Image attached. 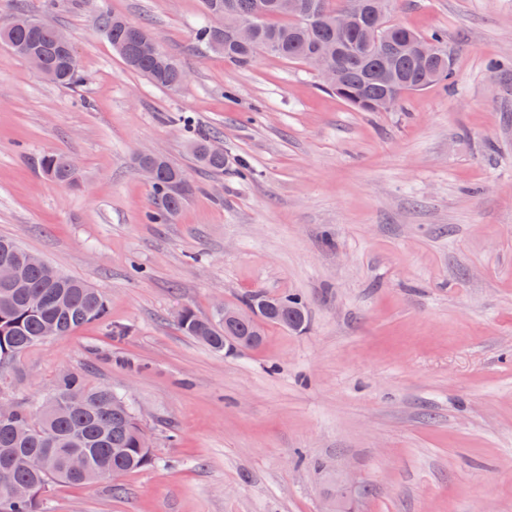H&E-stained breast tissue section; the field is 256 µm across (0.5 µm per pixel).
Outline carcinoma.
I'll use <instances>...</instances> for the list:
<instances>
[{"instance_id":"obj_1","label":"carcinoma","mask_w":512,"mask_h":512,"mask_svg":"<svg viewBox=\"0 0 512 512\" xmlns=\"http://www.w3.org/2000/svg\"><path fill=\"white\" fill-rule=\"evenodd\" d=\"M361 0H203L204 15L219 3L233 15H259L251 40L241 42L231 31L216 30L209 21L197 28V41L224 54L240 65L252 63L264 52L290 63L307 59L326 46L342 51L345 83L336 96L359 112H374L385 84L392 77L390 108H396L406 95L437 83L453 84V62L443 36H424L387 18L358 16L357 25L344 34L336 31V18L357 12ZM100 30L132 71L144 76L156 87L176 92L183 87L184 70L163 52L152 54L146 41L153 34L142 25L131 23L103 9L97 10ZM58 27L23 12L0 23V44L17 56L34 52L43 56L48 80L77 86L82 82L77 58L56 41ZM431 43L445 50L433 69L420 67L414 53L397 56L390 48L402 43ZM196 163L209 171H224V153L216 150L210 137L202 134L191 142ZM157 171L151 186L152 224H170L192 191L185 170L161 155L149 159ZM43 174L61 184L78 183V170L71 168L70 157L46 153L39 159ZM11 261L18 269L13 288H0V365L9 364L23 352L45 340L44 327L54 324L58 335H66L86 324L104 320L108 315L105 296L84 282L66 276L44 260L34 261L11 238L0 237V260ZM32 295L46 302L35 307ZM256 308L264 323L241 326L240 348L249 349L252 336L264 338V324L273 323L290 330H302L307 322L303 301L288 295L269 298L260 293L242 302ZM182 331L218 353L224 348V322L213 316L203 319L191 309L178 318ZM39 452L45 456L42 470L29 466L28 457ZM74 452L86 459L80 473L69 471L65 456ZM152 446L131 405L104 386H95L80 375L64 377L56 393L46 400L38 413L12 408L0 411V512H37V499L56 483L90 484L112 476V470L134 472L151 465ZM32 487L31 496L15 498L13 485Z\"/></svg>"}]
</instances>
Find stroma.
<instances>
[{"label": "stroma", "instance_id": "35a3bbf8", "mask_svg": "<svg viewBox=\"0 0 512 512\" xmlns=\"http://www.w3.org/2000/svg\"><path fill=\"white\" fill-rule=\"evenodd\" d=\"M100 7L147 24L185 86L126 68ZM17 8L69 34L84 81L0 45V236L109 310L0 367V401L32 409L83 375L128 399L154 453L52 485L39 512H324L340 473L350 512H512V0H395L392 22L447 40L454 85L389 112L307 65L203 49L201 0H0V20ZM198 131L223 172L197 166ZM142 151L193 185L174 223L145 218ZM48 152L78 186L41 173ZM255 292L302 298L306 329L222 355L178 325Z\"/></svg>", "mask_w": 512, "mask_h": 512}]
</instances>
